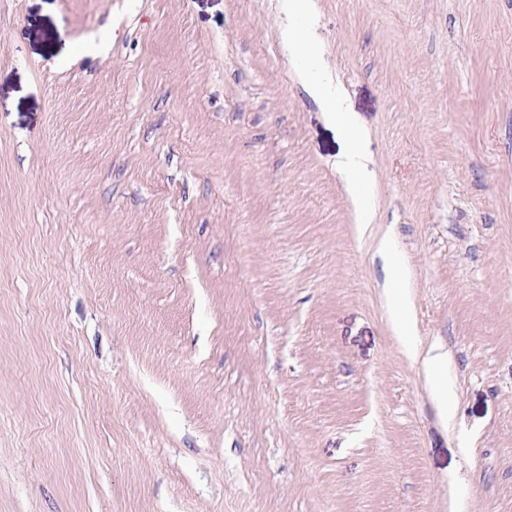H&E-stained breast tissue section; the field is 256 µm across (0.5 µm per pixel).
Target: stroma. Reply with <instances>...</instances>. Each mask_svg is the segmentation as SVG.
<instances>
[{
	"label": "stroma",
	"instance_id": "1",
	"mask_svg": "<svg viewBox=\"0 0 512 512\" xmlns=\"http://www.w3.org/2000/svg\"><path fill=\"white\" fill-rule=\"evenodd\" d=\"M312 3L0 0V512H512V0ZM310 0H284V12L288 17H302L303 26H289L284 31L285 39L288 41V48L302 53L308 43V38L315 25L314 15L310 9ZM309 89L326 104L330 119L351 142V149L345 154L341 163L343 173L350 181L361 179L365 168V157L361 146L362 131L351 112L343 107L342 93L339 87H334L331 84L311 83ZM387 299L394 312V324L397 336L408 350L412 349V334L409 329V318L403 310V295L393 286L388 288Z\"/></svg>",
	"mask_w": 512,
	"mask_h": 512
}]
</instances>
